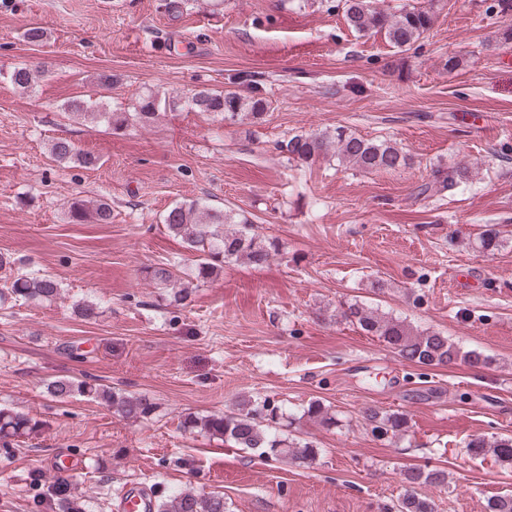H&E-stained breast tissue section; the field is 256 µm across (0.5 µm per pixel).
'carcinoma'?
I'll return each instance as SVG.
<instances>
[{
  "mask_svg": "<svg viewBox=\"0 0 512 512\" xmlns=\"http://www.w3.org/2000/svg\"><path fill=\"white\" fill-rule=\"evenodd\" d=\"M344 17L355 32L366 35L381 34L386 42L398 49L408 50L429 32L435 22L434 0L427 5H405L395 12L373 5L371 0H344ZM42 71L27 64L15 66L8 74L10 83L22 90H33ZM194 112H203L220 123L228 125L258 124L272 106L262 84L253 82L249 93L243 94L233 86L222 91L201 89L185 101ZM179 101L175 96H162L148 91L136 98L123 112L108 111L106 107L74 98L64 109L80 116H87L97 123H105L113 131L124 130L132 122L145 127L153 123L162 112L175 111ZM278 150L287 161L309 164L319 159L336 157L344 164L364 171H395L408 164L407 155L390 142H374L346 132L342 127L334 130L294 135L283 140ZM51 155L59 162L74 161L82 167H93L98 157L77 149L67 138L52 141ZM470 174V167L456 165L438 166L432 170V180L421 185L420 194L432 189L446 191L454 188ZM74 224L112 223V205L104 199H76L68 209ZM169 232L181 239L185 248L196 257L197 278L205 281L217 268V261H244L255 267L266 265L279 253V243L251 229L250 221L227 210H218L198 201L183 202L171 207L163 217ZM147 277L156 285L171 287V302L185 305L190 296L186 288H177L178 277L167 264L147 269ZM11 292L25 300H51L59 294L58 281L49 274H24L14 280ZM336 321L348 322L364 333L375 336L391 348L403 361L418 366L443 367L462 361L470 366H489L491 357L475 351H462L440 332L419 331L404 320L353 300L336 310ZM48 392L55 398L83 396L108 403L115 414L126 421L137 422L148 418L152 403L144 398L122 395L98 384L86 381L54 380L47 384ZM303 415L315 423L330 428L337 425L336 416L318 401H312ZM284 414L268 397L245 400L233 412H217L198 417L184 416V431L206 433L236 448L258 450L262 456L285 458L302 463L314 458L317 449L277 434ZM364 419L371 425V433L378 440L391 441L405 435L409 417L401 410L382 411L368 407ZM40 423L24 413L0 407V440L28 437L39 431ZM469 453L476 458L492 454L501 463L512 464V437L477 436L467 444ZM408 485L399 499L397 512H435L434 501L420 495L416 486H443L448 483V473L440 469L424 471L410 468L403 473ZM56 512H85L84 502L64 480L54 482L49 489ZM156 512H227L224 498L205 496L192 490L166 493L159 496Z\"/></svg>",
  "mask_w": 512,
  "mask_h": 512,
  "instance_id": "cac0c4a2",
  "label": "carcinoma"
}]
</instances>
